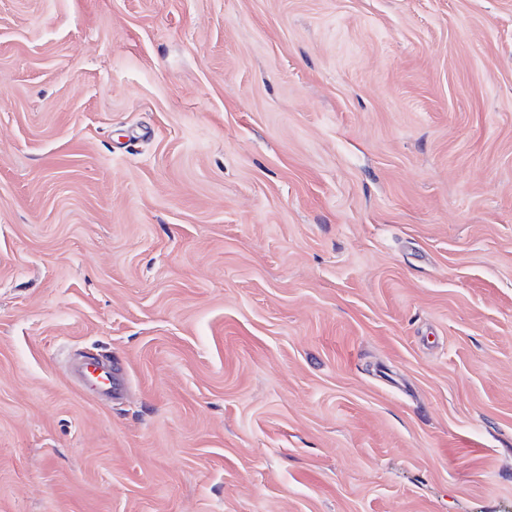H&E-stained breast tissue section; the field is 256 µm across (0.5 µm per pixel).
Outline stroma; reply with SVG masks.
Listing matches in <instances>:
<instances>
[{
  "label": "stroma",
  "instance_id": "stroma-1",
  "mask_svg": "<svg viewBox=\"0 0 512 512\" xmlns=\"http://www.w3.org/2000/svg\"><path fill=\"white\" fill-rule=\"evenodd\" d=\"M0 512H512V0H0Z\"/></svg>",
  "mask_w": 512,
  "mask_h": 512
}]
</instances>
